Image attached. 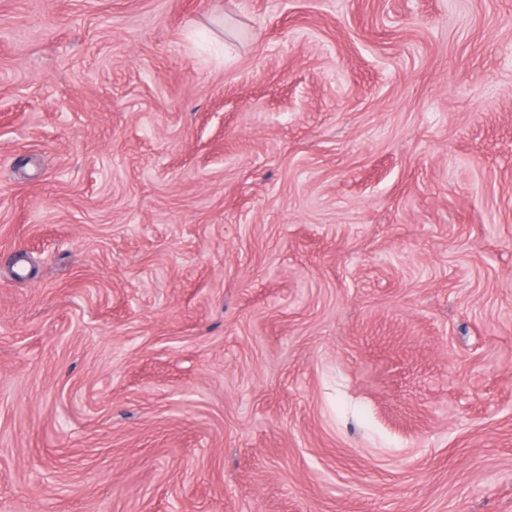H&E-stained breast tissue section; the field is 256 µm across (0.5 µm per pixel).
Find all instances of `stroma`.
Masks as SVG:
<instances>
[{"instance_id":"35a3bbf8","label":"stroma","mask_w":512,"mask_h":512,"mask_svg":"<svg viewBox=\"0 0 512 512\" xmlns=\"http://www.w3.org/2000/svg\"><path fill=\"white\" fill-rule=\"evenodd\" d=\"M0 512H512V0H0Z\"/></svg>"}]
</instances>
